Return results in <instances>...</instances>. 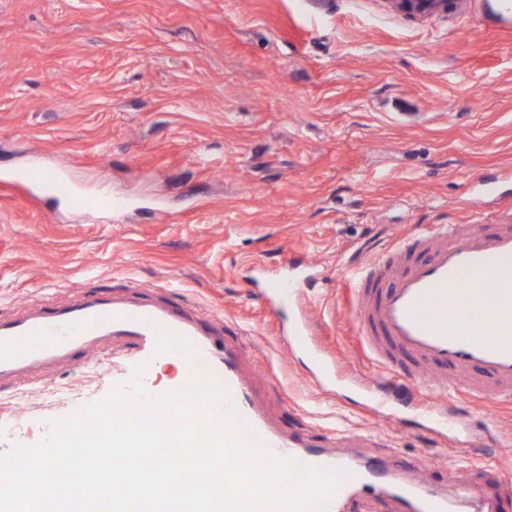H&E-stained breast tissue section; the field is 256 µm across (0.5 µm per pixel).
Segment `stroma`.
I'll list each match as a JSON object with an SVG mask.
<instances>
[{"label": "stroma", "mask_w": 512, "mask_h": 512, "mask_svg": "<svg viewBox=\"0 0 512 512\" xmlns=\"http://www.w3.org/2000/svg\"><path fill=\"white\" fill-rule=\"evenodd\" d=\"M123 211L27 196L31 167ZM0 315L134 279L246 332L241 360L282 430L394 453L436 488L512 483V400L463 393L438 438L354 336L349 270L427 224L512 217V20L497 0L413 16L389 0H0ZM305 278L317 377L253 288ZM109 361L0 388V454L131 378ZM494 439L482 437L485 425ZM393 385L394 384L392 382H388L384 389L381 392H378L370 382H364L361 385V389L364 393L365 399L368 401L367 406L372 411L384 413L390 418L395 417L397 415V411L391 400L388 399L390 396V387Z\"/></svg>", "instance_id": "35a3bbf8"}]
</instances>
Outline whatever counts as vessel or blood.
Listing matches in <instances>:
<instances>
[{
  "label": "vessel or blood",
  "instance_id": "vessel-or-blood-1",
  "mask_svg": "<svg viewBox=\"0 0 512 512\" xmlns=\"http://www.w3.org/2000/svg\"><path fill=\"white\" fill-rule=\"evenodd\" d=\"M499 262L488 281L454 288L466 275ZM350 305L358 340L385 373L442 395L448 389L480 399L512 397V222L486 230L480 224H440L418 232L365 263L352 281ZM153 285L127 282L118 291L88 292L65 302H29L24 313L0 316V384L41 383L51 366L94 364L102 354L136 362L133 384L116 394L145 403L158 392L156 364L176 359L184 372L206 363L222 393L212 404L190 403L192 421L208 423L214 412H238L239 428L273 455L321 468H338L346 478L326 512H353L362 492L386 497L399 512H498L493 498L469 500L467 490L451 495L431 487L395 457L349 456L288 435L270 422L240 364L239 326L200 314L193 304L154 296ZM302 286L289 279L273 289L267 304L280 313L300 300ZM361 389L371 410L396 416L389 390L371 383ZM430 429L467 427L461 414L427 406Z\"/></svg>",
  "mask_w": 512,
  "mask_h": 512
}]
</instances>
